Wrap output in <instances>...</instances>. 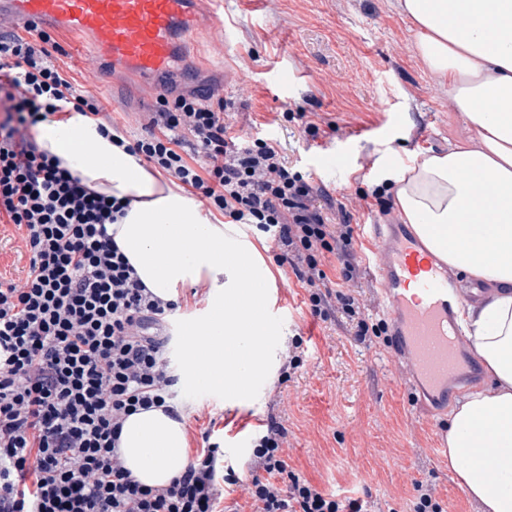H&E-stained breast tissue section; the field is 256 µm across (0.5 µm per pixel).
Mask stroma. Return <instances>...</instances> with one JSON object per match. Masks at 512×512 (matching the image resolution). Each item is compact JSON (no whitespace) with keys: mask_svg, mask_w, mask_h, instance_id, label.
I'll return each instance as SVG.
<instances>
[{"mask_svg":"<svg viewBox=\"0 0 512 512\" xmlns=\"http://www.w3.org/2000/svg\"><path fill=\"white\" fill-rule=\"evenodd\" d=\"M210 18L197 35L192 61L198 71L182 86L221 89L232 108L227 122L240 142H278L289 165L310 174L336 203L330 215L349 214L361 264L344 292L356 298L368 322L384 316L371 283L369 225L399 223L398 209L381 213L371 191L395 197L394 169L423 152L467 143L447 78L432 71L416 48V27L396 0H203ZM237 75L221 84V68ZM288 73V85L277 77ZM315 122L318 134L306 129ZM278 250L264 253L274 277L272 319L282 329L279 355L302 358L289 379L260 383L247 408L188 382L175 388L194 457L204 440L219 446V468L245 477L253 441L269 422L288 431L291 468L339 499L361 498L368 512H413L415 483L428 485L444 512H479L454 481L440 455L451 406L488 386L472 350L471 364L447 402H421L404 364L384 338L358 342L344 316L321 321L308 293ZM29 256L21 233L0 223V276L24 277Z\"/></svg>","mask_w":512,"mask_h":512,"instance_id":"1","label":"stroma"}]
</instances>
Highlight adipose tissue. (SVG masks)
Here are the masks:
<instances>
[{
	"label": "adipose tissue",
	"mask_w": 512,
	"mask_h": 512,
	"mask_svg": "<svg viewBox=\"0 0 512 512\" xmlns=\"http://www.w3.org/2000/svg\"><path fill=\"white\" fill-rule=\"evenodd\" d=\"M398 7L416 24L428 67L449 78L471 133L466 145L396 170L401 218L449 267L494 290L459 314L492 386L452 409L448 468L480 512H512V0H398ZM37 143L92 189L129 201L108 231L155 295L174 301L185 285L209 287L211 314L200 339L182 349L183 372L223 390L231 405L248 406L255 385L274 375L280 333L241 303L245 274L264 301L272 299L273 276L254 240L240 225L209 219L179 186L79 114L41 126ZM202 356L210 371L198 377ZM187 446L184 423L157 408L127 417L119 441L127 467L151 487L168 485L186 466Z\"/></svg>",
	"instance_id": "obj_1"
}]
</instances>
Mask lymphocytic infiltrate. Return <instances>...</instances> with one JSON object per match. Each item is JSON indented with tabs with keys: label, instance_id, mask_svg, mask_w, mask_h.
Wrapping results in <instances>:
<instances>
[{
	"label": "lymphocytic infiltrate",
	"instance_id": "obj_1",
	"mask_svg": "<svg viewBox=\"0 0 512 512\" xmlns=\"http://www.w3.org/2000/svg\"><path fill=\"white\" fill-rule=\"evenodd\" d=\"M51 37L0 30V214L22 230L29 268L0 279V512H218L219 483L240 487L251 512H363L290 469L286 428L255 439L249 481L220 474L219 447L192 459L168 486L140 484L118 447L123 421L151 408L178 417L166 346L180 309L136 277L108 233L126 205L100 193L26 136L58 112L107 131L103 106L52 61ZM230 102L159 95L146 134L130 144L152 169L197 202L276 243L309 293L313 316L343 309L356 336H381L354 297L332 293L357 273L349 220L332 223L310 175L278 144L238 145L225 123ZM338 262L336 277L323 268Z\"/></svg>",
	"mask_w": 512,
	"mask_h": 512
}]
</instances>
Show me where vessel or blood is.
<instances>
[{
	"mask_svg": "<svg viewBox=\"0 0 512 512\" xmlns=\"http://www.w3.org/2000/svg\"><path fill=\"white\" fill-rule=\"evenodd\" d=\"M194 0H0V13L39 27L62 28L91 40L89 68L109 64L113 75L130 74L150 91L173 78L189 59L201 23ZM371 258L396 335L402 336L415 375L447 397L465 341L454 319L464 298L444 265L412 233L374 232Z\"/></svg>",
	"mask_w": 512,
	"mask_h": 512,
	"instance_id": "obj_1",
	"label": "vessel or blood"
}]
</instances>
